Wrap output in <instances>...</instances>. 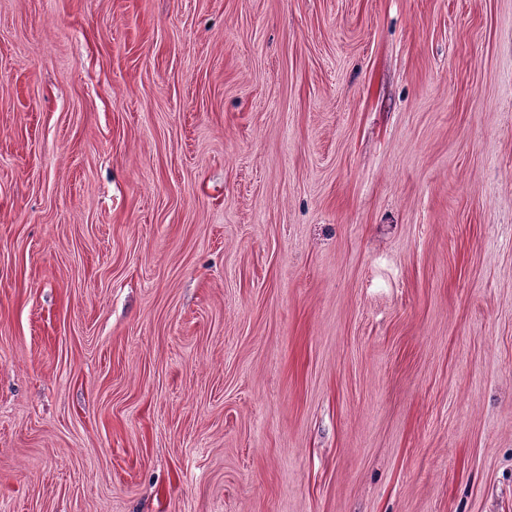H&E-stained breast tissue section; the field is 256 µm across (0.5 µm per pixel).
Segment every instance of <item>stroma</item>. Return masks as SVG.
Masks as SVG:
<instances>
[{
    "mask_svg": "<svg viewBox=\"0 0 512 512\" xmlns=\"http://www.w3.org/2000/svg\"><path fill=\"white\" fill-rule=\"evenodd\" d=\"M0 512H512V0H0Z\"/></svg>",
    "mask_w": 512,
    "mask_h": 512,
    "instance_id": "obj_1",
    "label": "stroma"
}]
</instances>
